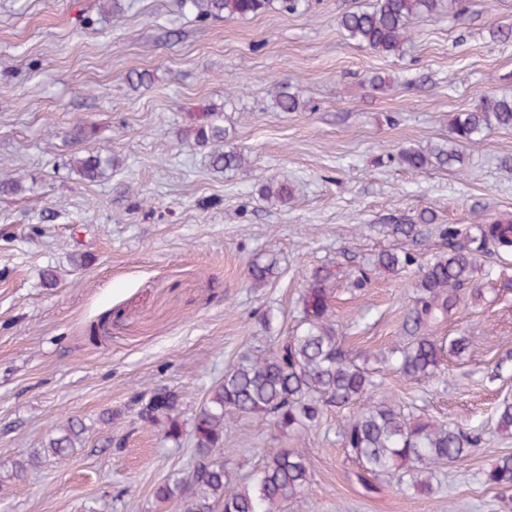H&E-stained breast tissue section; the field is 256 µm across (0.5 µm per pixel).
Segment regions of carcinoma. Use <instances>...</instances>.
<instances>
[{"mask_svg":"<svg viewBox=\"0 0 512 512\" xmlns=\"http://www.w3.org/2000/svg\"><path fill=\"white\" fill-rule=\"evenodd\" d=\"M182 6L196 12V18L222 15L226 18L257 16L279 4V10L297 13L305 0H181ZM439 0H376L370 10H349L339 18L346 39L385 56H398L408 40L409 23L415 17L433 14ZM275 105L283 112H296L300 96L284 84L279 86ZM453 145L435 153L405 149L399 154L409 169L420 170L435 159L440 166L463 163L455 148L482 138L496 129H512V93L503 92L484 98L480 105L460 112L451 119ZM226 129L215 112L203 115L194 127L199 146L224 142ZM72 167L84 179L95 182L112 166V157L75 155ZM242 163V155L217 150L211 154L216 171L232 170ZM264 197L279 202L288 197L285 184L268 182ZM448 238V252L435 257L420 269L415 284L416 307L412 317L410 341L395 350V367L413 380L429 378L447 352L466 349V338L459 336L444 342L434 336L433 328L448 319L457 306L460 293L469 284L476 257L473 249L456 242L461 231L442 229ZM470 242L483 247L492 242L512 246V223L479 228ZM415 262L406 250L386 251L376 264L392 272ZM272 273V265L254 262L249 268L250 286L261 288ZM333 271L328 266L313 269L304 277L301 294L303 319L292 335L267 352L248 351L224 372V380L212 387L192 417L191 443L193 465L201 476L192 484L186 477L172 476L159 485L155 497L160 502L178 499L183 512H288V505L304 494L310 482L307 449L285 448L265 459L262 466L236 482L224 468V429L238 419L262 415L284 432L301 433L317 426L329 407H345L366 395L374 387L372 372L348 359L342 350L330 299ZM176 392L167 390L138 419L160 426L166 438L178 441L185 433ZM497 428L512 434V403L499 408ZM84 426L69 419L48 438L45 449L64 459L82 443ZM348 454L358 462L363 474L375 478L402 472L408 485L429 491L436 469L460 462L477 445V438L457 425L436 424L404 413L386 402L373 403L348 416L341 429ZM483 481L490 486H512V456L502 457Z\"/></svg>","mask_w":512,"mask_h":512,"instance_id":"cac0c4a2","label":"carcinoma"}]
</instances>
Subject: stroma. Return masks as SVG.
Wrapping results in <instances>:
<instances>
[{
  "instance_id": "obj_1",
  "label": "stroma",
  "mask_w": 512,
  "mask_h": 512,
  "mask_svg": "<svg viewBox=\"0 0 512 512\" xmlns=\"http://www.w3.org/2000/svg\"><path fill=\"white\" fill-rule=\"evenodd\" d=\"M372 2L199 20L179 0H123L114 16L101 0H0V172L24 185L0 195V512H183L154 490L188 473L190 439L141 425L131 396L167 386L190 420L230 363L293 332L303 277L319 266L336 273L346 357L373 373L364 404L459 424L478 443L432 493L391 477L366 486L342 445L349 411L331 408L301 440L269 418L241 420L224 432L225 467L242 478L301 443L310 486L289 512H512V487L483 482L512 455V434L496 426L512 402V248L478 254L471 292L435 329L468 337L465 352L421 381L382 364L411 327L421 264L448 248L442 228L472 235L512 220V130L463 145L454 168L399 160L447 145L456 113L512 90V40L497 38L512 0L412 20L399 58L339 28L343 12ZM135 71L147 76L137 88ZM281 83L300 111L276 107ZM206 112L220 113L240 167L214 171L211 146L195 145ZM79 124L94 133L77 142ZM77 153L115 164L90 182L70 166ZM271 179L288 182L291 201L262 196ZM428 211L433 224L408 246L415 263L376 267L403 245L393 225ZM256 260L276 269L258 289L247 281ZM360 269L369 282L357 289ZM72 417L86 427L81 446L63 461L43 453Z\"/></svg>"
}]
</instances>
